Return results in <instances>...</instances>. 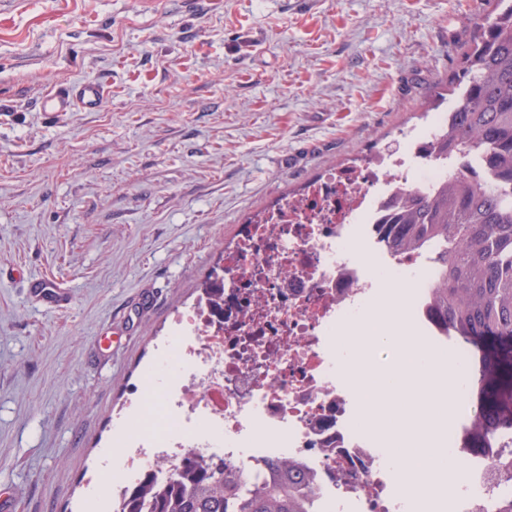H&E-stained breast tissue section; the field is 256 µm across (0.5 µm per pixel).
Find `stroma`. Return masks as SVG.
<instances>
[{"mask_svg": "<svg viewBox=\"0 0 512 512\" xmlns=\"http://www.w3.org/2000/svg\"><path fill=\"white\" fill-rule=\"evenodd\" d=\"M495 0H0V488L85 512L120 479L172 319L242 224L425 133ZM82 80L109 95L50 118ZM63 302L37 300L33 279ZM105 94L102 83L85 80L49 90L41 98V108L50 113L74 112L76 109L93 111L104 102Z\"/></svg>", "mask_w": 512, "mask_h": 512, "instance_id": "stroma-1", "label": "stroma"}]
</instances>
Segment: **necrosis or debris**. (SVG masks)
<instances>
[{
    "instance_id": "4bbe7bcc",
    "label": "necrosis or debris",
    "mask_w": 512,
    "mask_h": 512,
    "mask_svg": "<svg viewBox=\"0 0 512 512\" xmlns=\"http://www.w3.org/2000/svg\"><path fill=\"white\" fill-rule=\"evenodd\" d=\"M430 134L361 168L338 169L243 225L224 274L173 318L181 373L159 417L136 428L120 462L128 482L162 483L187 449L221 457L245 479L288 456L311 476L315 512H408L397 469L353 415L339 327L361 318L378 272L412 284L408 313L426 325L423 256L392 257L381 227L403 194L445 181ZM467 460L448 512H512V431Z\"/></svg>"
}]
</instances>
